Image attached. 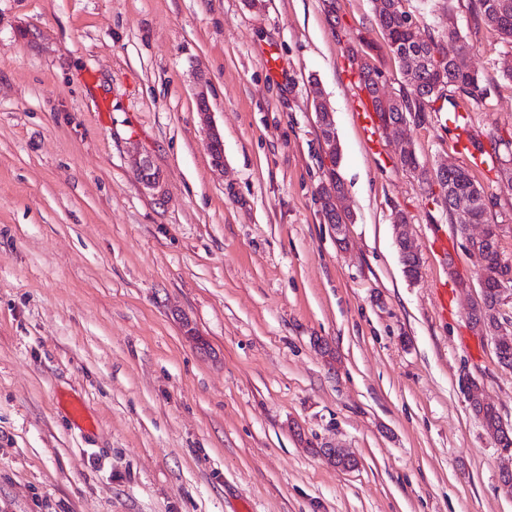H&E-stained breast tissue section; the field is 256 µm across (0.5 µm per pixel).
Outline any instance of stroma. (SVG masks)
I'll use <instances>...</instances> for the list:
<instances>
[{"label":"stroma","mask_w":512,"mask_h":512,"mask_svg":"<svg viewBox=\"0 0 512 512\" xmlns=\"http://www.w3.org/2000/svg\"><path fill=\"white\" fill-rule=\"evenodd\" d=\"M468 4L427 0L423 21L466 35L485 97L430 102L411 138L420 162L471 168L512 260V189L463 149L512 139V46ZM363 40L401 95L372 0H0V512H512L461 388L512 426V370L468 322L480 264L357 124L343 71ZM316 93L354 217L341 244L320 211Z\"/></svg>","instance_id":"stroma-1"}]
</instances>
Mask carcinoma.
Segmentation results:
<instances>
[{"label":"carcinoma","instance_id":"cac0c4a2","mask_svg":"<svg viewBox=\"0 0 512 512\" xmlns=\"http://www.w3.org/2000/svg\"><path fill=\"white\" fill-rule=\"evenodd\" d=\"M397 0H375V16L384 41L388 44L392 57L409 91L398 98L385 96L381 89L379 68L367 61L359 64V78L363 89L372 100L380 126H396L403 122L421 121V112L433 99L444 92L460 93L478 103L484 98L483 76L469 68L456 64L459 52L469 50L472 45L456 29L453 20H448V33L436 34L430 28L412 27L406 13L395 6ZM471 10L476 21L480 22L505 42L512 44V0H472ZM470 144L481 155L499 154V147H509L512 140L501 137L490 138V149L483 142L470 139ZM339 159L331 160L327 169L328 184L320 191V204L323 221L338 226L342 217L337 211L336 200L344 195V181L338 172ZM404 171L421 170L427 175L424 183L440 187L438 203L448 213V221L465 226L481 224V234L473 238L474 245L482 252L484 259V291L482 302L470 312V323L481 333L489 334L499 321L500 278L503 269L508 267L500 249L499 225L488 222L489 207L484 202L481 185L463 165L450 163L433 170L420 163L414 149L406 150L400 157ZM403 272L416 278L419 276L420 256L414 245L401 248ZM496 356L499 364L512 369V336L497 339ZM475 416L483 427L493 435L499 447L512 448V428L502 429V418L497 408L484 401L472 403Z\"/></svg>","mask_w":512,"mask_h":512}]
</instances>
